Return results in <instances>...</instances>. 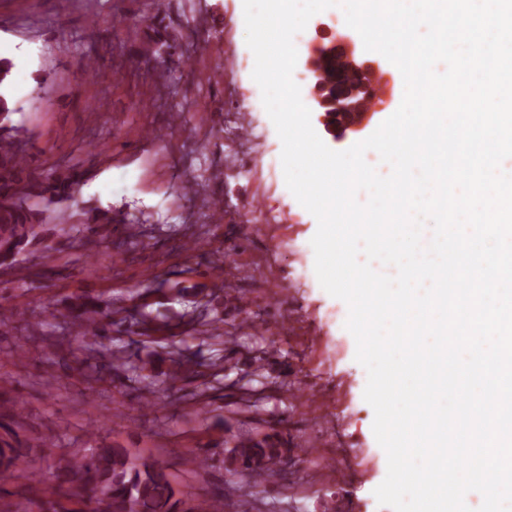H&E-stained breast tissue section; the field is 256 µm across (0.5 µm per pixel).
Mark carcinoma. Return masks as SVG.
Listing matches in <instances>:
<instances>
[{"mask_svg": "<svg viewBox=\"0 0 512 512\" xmlns=\"http://www.w3.org/2000/svg\"><path fill=\"white\" fill-rule=\"evenodd\" d=\"M13 63L0 58V265L20 271L18 256L33 248L52 249L49 225L58 224L65 214L62 205L71 201L84 173L71 166L55 168L47 174L34 175L31 158L19 144L28 142V130L14 123L16 109L11 100ZM83 224H112L109 211L99 207L78 212ZM109 303L102 294L83 293L70 307L73 323L86 328L92 337L102 336L126 321L110 318ZM196 373L190 359L172 360L170 379ZM13 415L0 413V512H30L31 501L13 498L7 488L23 471V464L39 444L33 439L22 441L10 426ZM224 453V469L249 478L275 473L267 464L279 458L283 449L268 438L237 437ZM82 497L85 508L79 512H192L182 508L169 474L158 461H133L129 449L120 445L110 448H78L60 456L53 471V483L43 490L40 512H73L60 500L62 490Z\"/></svg>", "mask_w": 512, "mask_h": 512, "instance_id": "1", "label": "carcinoma"}]
</instances>
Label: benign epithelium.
I'll use <instances>...</instances> for the list:
<instances>
[{
	"mask_svg": "<svg viewBox=\"0 0 512 512\" xmlns=\"http://www.w3.org/2000/svg\"><path fill=\"white\" fill-rule=\"evenodd\" d=\"M315 36L310 46L301 50L298 66L309 87L308 108L320 114L325 131L335 140H343L359 130L361 122L348 124L344 116L360 112L357 98L374 95L376 106L384 109L392 87L382 64L352 34L330 31L320 21L312 24ZM380 75L378 86L371 87L366 77Z\"/></svg>",
	"mask_w": 512,
	"mask_h": 512,
	"instance_id": "7a95c632",
	"label": "benign epithelium"
}]
</instances>
